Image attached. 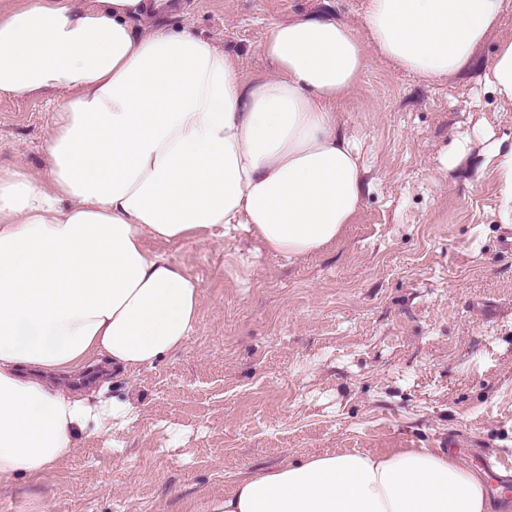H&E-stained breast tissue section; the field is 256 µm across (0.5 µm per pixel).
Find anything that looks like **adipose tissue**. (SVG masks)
<instances>
[{
    "instance_id": "1",
    "label": "adipose tissue",
    "mask_w": 512,
    "mask_h": 512,
    "mask_svg": "<svg viewBox=\"0 0 512 512\" xmlns=\"http://www.w3.org/2000/svg\"><path fill=\"white\" fill-rule=\"evenodd\" d=\"M506 0H367L364 34L318 16L272 23L270 69L191 28L137 25L171 0H0V95L51 93L46 169L0 170V487L37 477L86 433L132 418L56 375L154 365L181 349L198 281L144 240L245 231L275 253L333 243L364 170L336 105L366 42L425 79L459 74ZM483 82L512 106V38ZM484 480L442 452L324 454L238 478L200 512H486Z\"/></svg>"
}]
</instances>
